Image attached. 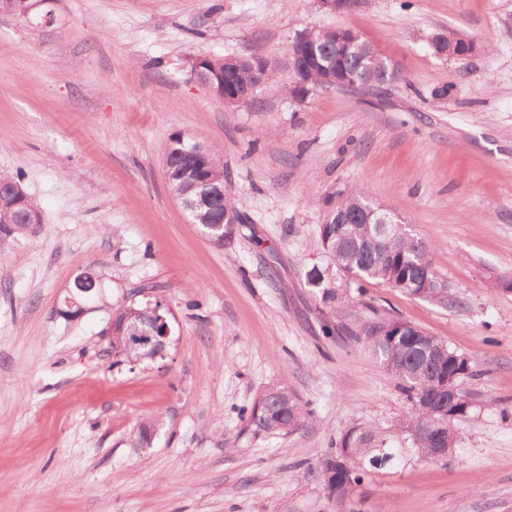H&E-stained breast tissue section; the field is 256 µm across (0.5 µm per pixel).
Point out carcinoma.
Here are the masks:
<instances>
[{
    "label": "carcinoma",
    "instance_id": "cac0c4a2",
    "mask_svg": "<svg viewBox=\"0 0 512 512\" xmlns=\"http://www.w3.org/2000/svg\"><path fill=\"white\" fill-rule=\"evenodd\" d=\"M302 34L320 49L327 47L334 38L328 29L304 30ZM337 63L357 85L366 88L377 90L399 79L397 68L384 65L380 51L366 39ZM201 66L207 79L217 88L226 78L240 89L252 88L259 78L258 65L251 57L240 60L228 74L224 73L222 57L208 56ZM272 80L282 81L288 93L295 94L288 71L269 66L264 82ZM163 155L174 174L195 168L211 180L224 179V160L217 152L206 148L201 155H187L175 135L165 144ZM18 184L20 180L0 174V232L6 235L13 234V227L29 223V217L39 210V205L32 199L22 206L12 205L10 190ZM368 205L366 196L356 192L336 203L335 210H344L350 223L331 225L332 233L321 237L324 253L332 261L336 274L351 280L359 290L375 283L411 297L419 296L418 276L421 273L427 271L429 279H437L431 247L415 237L406 224L392 225L398 235L393 241L378 234L376 225L363 223V208ZM226 209H234L228 194L224 200L198 206L189 214L193 223L207 229L224 216ZM306 279L311 287L321 292L323 301L335 298V290L331 288L333 274H324L314 266L307 271ZM360 340L397 381L407 404L399 427L414 451L430 460L431 449L455 447L456 437L450 423L466 416L471 405L464 395L448 402L444 387L448 377L456 373L461 378L473 374L470 360L449 347L448 358L440 363L433 361L430 349L444 346L446 342L430 334L412 336L404 322L397 318L366 321ZM112 352L115 354L114 364H123L132 370L135 365L131 360L140 350L132 348L121 337L112 340ZM310 415L311 410L292 389L278 384L267 388L251 407L240 411L245 427L256 437L292 434L305 425ZM391 458L384 436L364 426H352L331 439L322 461V478L329 494L345 502L363 483L369 468L381 467Z\"/></svg>",
    "mask_w": 512,
    "mask_h": 512
}]
</instances>
